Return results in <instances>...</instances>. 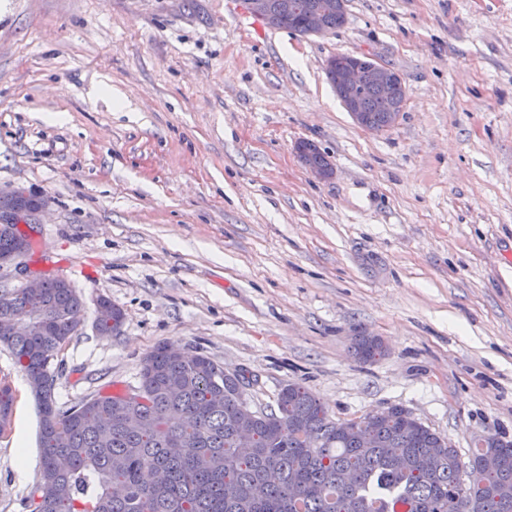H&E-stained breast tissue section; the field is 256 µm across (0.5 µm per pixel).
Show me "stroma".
I'll list each match as a JSON object with an SVG mask.
<instances>
[{
    "instance_id": "1",
    "label": "stroma",
    "mask_w": 512,
    "mask_h": 512,
    "mask_svg": "<svg viewBox=\"0 0 512 512\" xmlns=\"http://www.w3.org/2000/svg\"><path fill=\"white\" fill-rule=\"evenodd\" d=\"M346 12L303 36L241 0H0V187L48 201L0 294L61 277L84 298L60 405L129 392L173 343L246 370L256 408L297 382L336 419L402 405L464 459L512 440V0ZM337 53L401 74L397 124L354 123L324 72ZM100 297L118 333L95 330ZM359 329L385 356H354ZM0 379V512H28L38 414L1 346ZM314 144L306 142V141H300L296 145V152L302 161V163L308 167L310 172L320 178V179H326L330 177L332 173L331 164L328 163V166L323 167L326 164V157L325 155L318 149L314 153H312L308 159L309 163L316 167H310L307 164V158L314 148ZM322 167V168H321Z\"/></svg>"
}]
</instances>
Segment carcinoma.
<instances>
[{"label": "carcinoma", "instance_id": "1", "mask_svg": "<svg viewBox=\"0 0 512 512\" xmlns=\"http://www.w3.org/2000/svg\"><path fill=\"white\" fill-rule=\"evenodd\" d=\"M405 90L369 86L361 111L370 130L389 127ZM83 298L60 278L37 295L0 294V344L25 372L39 413L40 474L31 512H512V446L474 444L467 466L485 486H466L458 451L408 409L338 422L320 399L291 382L270 411L245 409L206 355L162 344L144 359L126 394L61 407L51 362L77 333ZM364 362L383 355L363 331ZM247 428L256 448L241 452ZM433 464L424 469L421 458Z\"/></svg>", "mask_w": 512, "mask_h": 512}]
</instances>
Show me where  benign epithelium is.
<instances>
[{"label":"benign epithelium","instance_id":"benign-epithelium-1","mask_svg":"<svg viewBox=\"0 0 512 512\" xmlns=\"http://www.w3.org/2000/svg\"><path fill=\"white\" fill-rule=\"evenodd\" d=\"M246 6L271 27L278 26L288 14V0H280L276 5L271 0H246ZM327 15L346 16V0H317L303 24L307 34H325L323 19ZM339 58L338 54L329 57L326 66L336 70L337 85L342 90L339 99L343 107L355 124L364 129L366 123L360 108V97L365 87L371 84L376 88L387 89L402 84L403 78L393 68L366 55H349L343 63L339 62ZM0 193L23 200L21 206L0 214V232L4 234L10 233L14 227L19 230L27 227V230H23L24 239L19 241L23 248L26 243L32 242L31 229L39 223L38 216L46 208L47 200L18 187L3 189Z\"/></svg>","mask_w":512,"mask_h":512}]
</instances>
